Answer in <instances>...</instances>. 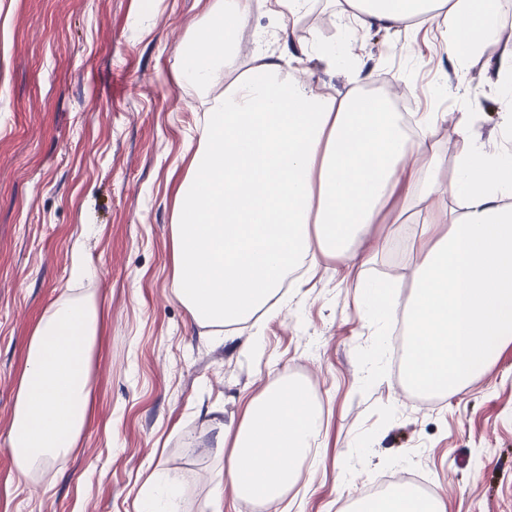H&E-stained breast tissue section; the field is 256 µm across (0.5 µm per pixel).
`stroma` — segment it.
I'll use <instances>...</instances> for the list:
<instances>
[{"instance_id":"35a3bbf8","label":"stroma","mask_w":512,"mask_h":512,"mask_svg":"<svg viewBox=\"0 0 512 512\" xmlns=\"http://www.w3.org/2000/svg\"><path fill=\"white\" fill-rule=\"evenodd\" d=\"M214 0H0V512H143V486L162 473L178 512H212L215 421L239 420L271 378L302 382L323 408L321 446L281 512H340L380 477L407 470L446 512H512V344L466 388L419 406L397 367L400 315L362 308L356 279L412 289L418 215L379 224L384 246L350 272L333 258L287 287L262 327L218 341L173 285L176 192L204 107L178 76V52ZM308 36L343 43L332 0H312ZM374 85L410 83L411 112H444L434 132L454 177L450 119L479 104L471 133L496 149L501 105L488 77L501 45L469 65L465 94L434 38L361 32ZM93 267L73 277L75 255ZM99 308L89 404L65 455L24 476L7 432L29 340L61 294ZM256 350L246 345L254 334Z\"/></svg>"}]
</instances>
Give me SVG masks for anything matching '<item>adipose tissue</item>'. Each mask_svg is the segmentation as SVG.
I'll return each instance as SVG.
<instances>
[{"instance_id":"adipose-tissue-1","label":"adipose tissue","mask_w":512,"mask_h":512,"mask_svg":"<svg viewBox=\"0 0 512 512\" xmlns=\"http://www.w3.org/2000/svg\"><path fill=\"white\" fill-rule=\"evenodd\" d=\"M282 50L243 53L239 33L253 0H214L202 33L179 51L178 75L206 112L191 165L178 188L172 226L175 293L199 325L222 335L255 314L275 317L290 270L318 257L367 264L373 230L390 213L429 203L415 239L419 259L409 299L357 281L363 305L401 313L408 376L427 390L464 389L512 343V147L488 151L453 126L457 176L440 180L432 140L443 112L411 114L405 131L387 94L370 92L352 44L311 40L309 50L340 63L346 91L307 76L292 42L311 0H266ZM343 24L363 31L437 30L459 84L468 62L501 32V0H336ZM462 200L449 212L447 195ZM97 306L54 301L30 338L8 431L17 470L27 474L73 448L82 432L99 328ZM323 411L302 385L272 378L238 422L217 423L225 449L213 499L278 503L314 456ZM344 512H445L440 496L395 487Z\"/></svg>"}]
</instances>
